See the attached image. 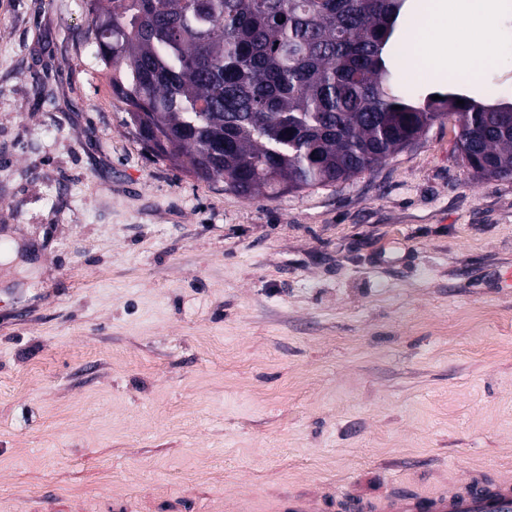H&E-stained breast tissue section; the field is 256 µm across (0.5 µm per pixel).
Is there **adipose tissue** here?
Instances as JSON below:
<instances>
[{"label":"adipose tissue","instance_id":"1","mask_svg":"<svg viewBox=\"0 0 512 512\" xmlns=\"http://www.w3.org/2000/svg\"><path fill=\"white\" fill-rule=\"evenodd\" d=\"M497 0H420L419 16L404 50L403 70L414 82L446 67L466 77L496 57L491 31Z\"/></svg>","mask_w":512,"mask_h":512}]
</instances>
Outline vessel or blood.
<instances>
[{
  "instance_id": "obj_1",
  "label": "vessel or blood",
  "mask_w": 512,
  "mask_h": 512,
  "mask_svg": "<svg viewBox=\"0 0 512 512\" xmlns=\"http://www.w3.org/2000/svg\"><path fill=\"white\" fill-rule=\"evenodd\" d=\"M326 512H512V481H491L470 477L443 493L405 490L354 497L332 492L324 500ZM272 512H314L311 502L301 494L280 496Z\"/></svg>"
}]
</instances>
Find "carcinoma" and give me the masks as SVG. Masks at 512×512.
<instances>
[{
  "label": "carcinoma",
  "instance_id": "1",
  "mask_svg": "<svg viewBox=\"0 0 512 512\" xmlns=\"http://www.w3.org/2000/svg\"><path fill=\"white\" fill-rule=\"evenodd\" d=\"M102 2L92 33L126 124L199 181L345 182L447 118L469 175L512 178V103L394 89L405 0H112L107 22Z\"/></svg>",
  "mask_w": 512,
  "mask_h": 512
}]
</instances>
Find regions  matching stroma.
Returning <instances> with one entry per match:
<instances>
[{
	"instance_id": "1",
	"label": "stroma",
	"mask_w": 512,
	"mask_h": 512,
	"mask_svg": "<svg viewBox=\"0 0 512 512\" xmlns=\"http://www.w3.org/2000/svg\"><path fill=\"white\" fill-rule=\"evenodd\" d=\"M498 59L424 86L512 102ZM87 0H0V512L512 477V178L452 121L329 187L246 198L156 156Z\"/></svg>"
}]
</instances>
